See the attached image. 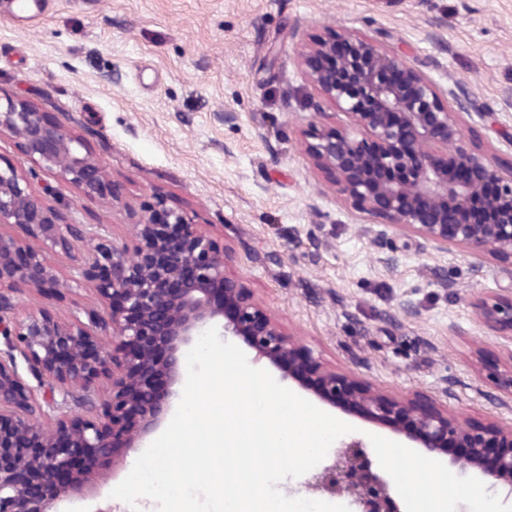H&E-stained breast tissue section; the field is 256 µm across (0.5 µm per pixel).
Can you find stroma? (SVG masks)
I'll return each mask as SVG.
<instances>
[{
  "instance_id": "stroma-1",
  "label": "stroma",
  "mask_w": 512,
  "mask_h": 512,
  "mask_svg": "<svg viewBox=\"0 0 512 512\" xmlns=\"http://www.w3.org/2000/svg\"><path fill=\"white\" fill-rule=\"evenodd\" d=\"M353 30L443 85L463 83L498 109L489 125L454 112L459 148L512 176V0H57L35 27L0 21V97L28 100L84 144L113 186L86 194L34 173L0 133V160L31 178L38 201L83 227L73 253L49 251L60 276V321L104 301L76 269L102 242L134 248V225L156 200L182 211L224 249L230 269L275 321L327 367L396 398L439 396L483 424L512 418L488 381L512 373V350L479 319L481 299L512 295V264L466 248L431 250L360 212L311 164L313 127L336 122L300 52L324 32ZM374 465L397 437L344 415ZM140 449L115 459L95 493L59 512H111V491Z\"/></svg>"
}]
</instances>
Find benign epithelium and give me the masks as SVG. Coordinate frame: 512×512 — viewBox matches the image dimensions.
<instances>
[{"mask_svg":"<svg viewBox=\"0 0 512 512\" xmlns=\"http://www.w3.org/2000/svg\"><path fill=\"white\" fill-rule=\"evenodd\" d=\"M308 79L351 126H322L305 151L338 191L395 229L438 252L460 245L475 257L512 263V178L491 160L455 147L460 128L448 109L469 111V91L442 87L427 72L352 31H331L302 50ZM22 144L32 164L110 197L112 182L83 145L23 98L0 101V132ZM0 224L24 227L50 248L70 251L74 224L43 206L30 182L0 165ZM134 257L115 245L79 269L105 299L101 314L60 321L52 304L59 276L43 250L0 233V287L36 291L44 300L22 319L0 316V337L19 353L0 358V512H57L61 497L82 494L118 452L139 448L180 397L186 356L214 327L243 343L255 362L318 401L386 424L431 460L461 467L492 489L512 494V421L474 425L432 396L393 398L373 384L326 367L286 333L231 271L224 249L159 199L135 225ZM482 322L512 344V298L481 301ZM112 333L104 344L101 332ZM102 378L112 398L87 419L67 411L72 388L91 392ZM52 421L45 427L41 420ZM304 490L348 499L353 512H403L393 476L374 467L360 440L336 446Z\"/></svg>","mask_w":512,"mask_h":512,"instance_id":"1","label":"benign epithelium"}]
</instances>
